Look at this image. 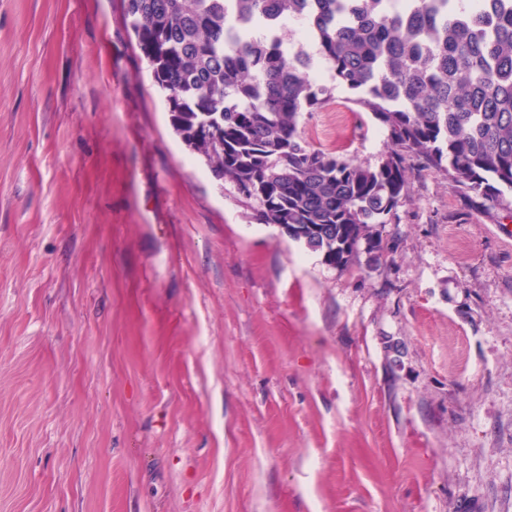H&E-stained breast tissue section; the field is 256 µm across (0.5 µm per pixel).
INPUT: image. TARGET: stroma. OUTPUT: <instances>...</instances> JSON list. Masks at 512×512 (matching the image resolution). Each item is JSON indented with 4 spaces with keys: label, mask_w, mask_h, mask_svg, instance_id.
<instances>
[{
    "label": "stroma",
    "mask_w": 512,
    "mask_h": 512,
    "mask_svg": "<svg viewBox=\"0 0 512 512\" xmlns=\"http://www.w3.org/2000/svg\"><path fill=\"white\" fill-rule=\"evenodd\" d=\"M301 129L389 149L340 87ZM375 230L257 223L121 0H0V512H512V219L425 171Z\"/></svg>",
    "instance_id": "obj_1"
}]
</instances>
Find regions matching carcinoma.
<instances>
[{"mask_svg":"<svg viewBox=\"0 0 512 512\" xmlns=\"http://www.w3.org/2000/svg\"><path fill=\"white\" fill-rule=\"evenodd\" d=\"M169 121L256 220L276 224L342 270L360 243L383 250L418 172L442 173L467 211L511 207L512 0H121ZM240 13L250 30L233 23ZM305 16L314 56L283 38ZM380 121L391 150L363 165L303 141L300 119L334 84Z\"/></svg>","mask_w":512,"mask_h":512,"instance_id":"obj_1","label":"carcinoma"}]
</instances>
